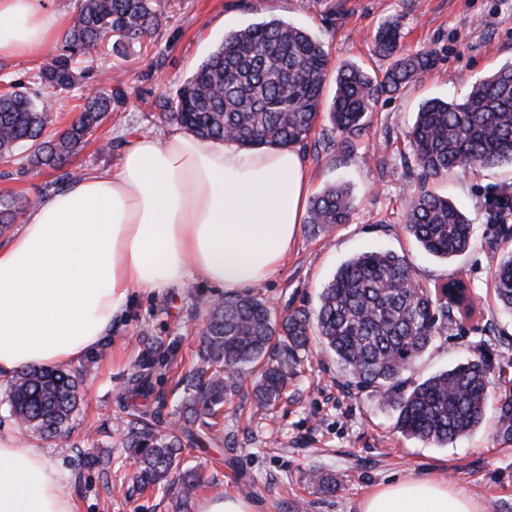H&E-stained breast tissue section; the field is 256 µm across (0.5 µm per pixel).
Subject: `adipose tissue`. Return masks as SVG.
I'll list each match as a JSON object with an SVG mask.
<instances>
[{"label":"adipose tissue","instance_id":"ef3b65f1","mask_svg":"<svg viewBox=\"0 0 512 512\" xmlns=\"http://www.w3.org/2000/svg\"><path fill=\"white\" fill-rule=\"evenodd\" d=\"M60 18L49 0H0V60L37 55ZM308 179L291 148L245 150L171 130L122 143L114 169L32 205L0 244V380L77 363L136 294L198 276L236 292L267 281L303 222ZM42 449L0 435V512H75ZM359 512H480L434 479L388 483Z\"/></svg>","mask_w":512,"mask_h":512}]
</instances>
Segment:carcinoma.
Returning <instances> with one entry per match:
<instances>
[{
  "instance_id": "cac0c4a2",
  "label": "carcinoma",
  "mask_w": 512,
  "mask_h": 512,
  "mask_svg": "<svg viewBox=\"0 0 512 512\" xmlns=\"http://www.w3.org/2000/svg\"><path fill=\"white\" fill-rule=\"evenodd\" d=\"M160 0H81L61 47L51 49L34 75V87L8 84L0 92V158L25 149L33 169L62 171L47 193L79 176L65 169L69 159L121 102L122 90L100 88L82 98L70 125L44 138L52 122L53 96L73 88L78 65L110 55L132 41L147 44L162 26ZM395 22L382 25L374 53L392 59L380 78L361 66L336 70V91L324 103L329 55L305 30L280 20L262 21L229 33L175 97L156 108L203 140L233 142L245 149L306 145L323 107L345 142L361 136L380 95L397 93L422 80L436 62L433 52L404 54ZM407 138L419 169V186L408 206L405 228L430 255L450 259L470 246L472 224L448 198L427 187L456 170L480 172L512 165V65L472 84L461 101L433 99L417 112ZM29 200L0 198V234ZM354 209L350 187L332 185L314 196L306 224L316 235L346 224ZM466 286L452 279L437 295L422 286L409 260L392 251H367L344 261L322 288L318 308L299 307L274 316L266 301L238 295L208 303L197 364L182 378L187 396L175 423L154 413H129L126 447L136 459L135 481L174 499L186 512L195 472L173 476L184 448L214 433L224 402L259 361H266L257 405L271 415L282 399L288 372L316 336L333 353L352 382L370 388L396 413L394 428L405 438L446 446L474 430L484 416L490 371L483 358L469 360L405 388L403 372L451 319L448 289ZM496 300L512 310V250L497 261ZM157 366H138L127 393L149 397ZM81 377L59 369L29 367L8 381L15 420L36 437L62 433L82 402ZM496 437L512 441V389L500 396Z\"/></svg>"
}]
</instances>
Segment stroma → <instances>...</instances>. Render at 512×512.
I'll return each mask as SVG.
<instances>
[{"label": "stroma", "mask_w": 512, "mask_h": 512, "mask_svg": "<svg viewBox=\"0 0 512 512\" xmlns=\"http://www.w3.org/2000/svg\"><path fill=\"white\" fill-rule=\"evenodd\" d=\"M164 11L152 45L133 42L123 53L103 57L61 94L51 125L55 131L70 124L90 88L118 84L124 90L122 103L72 158V169L84 174L114 168L127 132L167 133L171 125L160 118L156 101L174 96L232 31L279 19L323 43L332 65L354 63L379 76L389 62L374 54L373 37L383 23L397 22L402 52L434 51L435 68L422 83L380 96L355 147L344 148L327 117H320L300 150L309 192L349 184L355 208L348 223L330 232L315 236L300 227L281 268L252 292L279 314L313 307L344 261L364 251L390 250L406 256L431 291L461 278L477 301L471 314L453 313L404 380L418 383L480 356L493 365L483 423L438 447L397 433L394 412L371 389L351 383L335 357L311 340L274 415L257 411V376L247 374L224 409L217 436L185 448L183 468L200 477L189 494L191 512H201L217 497L243 495L254 512H359L361 500L380 485L409 477L465 488L482 512H512V442L499 440L494 430L498 397L512 382V312L493 293L496 244L512 236V220L492 224L485 213L489 196L512 190V167L453 172L437 183L473 224L471 247L463 255L435 258L404 227L418 189L406 133L426 100L462 99L474 82L512 63V0H165ZM24 165L20 156L0 163V196L23 195L34 203L56 174ZM224 295L222 288L197 278L159 295L134 296L110 337L77 363L83 403L71 433L38 443L51 464L68 472L64 491L77 512H172L167 497L140 491L134 483L136 466L124 444L123 387L147 349L173 350L174 370L137 407L174 421L183 397L178 379L196 356L204 303ZM97 449L109 454V469L88 466L87 453ZM311 470L335 477V491L308 484Z\"/></svg>", "instance_id": "obj_1"}]
</instances>
